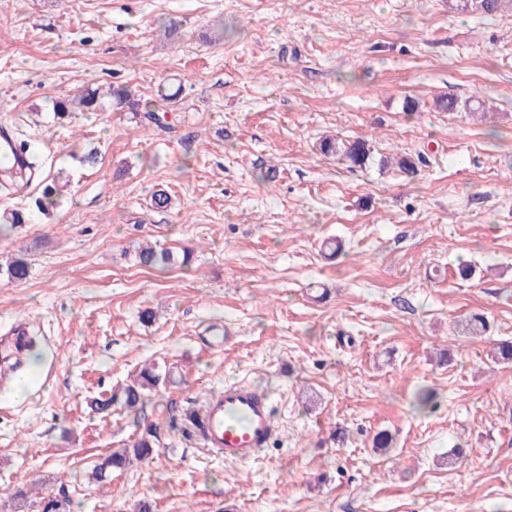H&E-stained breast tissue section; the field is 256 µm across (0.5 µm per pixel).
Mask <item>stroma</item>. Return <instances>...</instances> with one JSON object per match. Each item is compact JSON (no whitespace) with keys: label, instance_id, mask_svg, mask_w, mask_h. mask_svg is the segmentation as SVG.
I'll return each mask as SVG.
<instances>
[{"label":"stroma","instance_id":"stroma-1","mask_svg":"<svg viewBox=\"0 0 512 512\" xmlns=\"http://www.w3.org/2000/svg\"><path fill=\"white\" fill-rule=\"evenodd\" d=\"M109 86L170 99L157 122L47 110ZM2 122L39 178L0 197L31 214L0 231V263L32 269L0 285V336L26 324L41 367L24 401L0 382V512L512 507V365L487 366L512 341V0H0ZM325 136L373 158L322 154ZM401 155L414 175L381 167ZM52 182L64 204L36 211ZM145 243L190 262L141 267ZM475 313L486 335H462ZM146 366L163 382L129 411L117 395ZM228 381L275 413L247 462L186 419ZM150 426L151 458L94 479Z\"/></svg>","mask_w":512,"mask_h":512}]
</instances>
